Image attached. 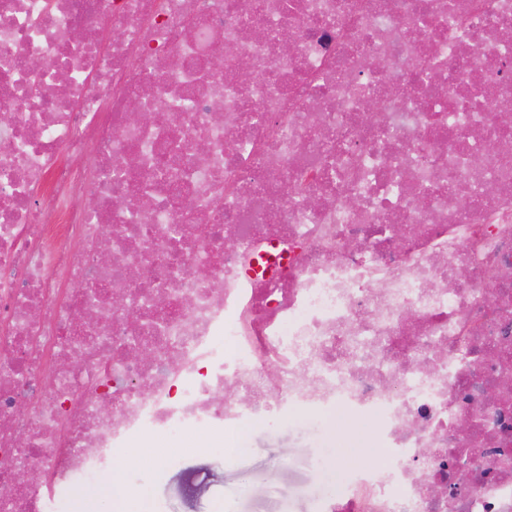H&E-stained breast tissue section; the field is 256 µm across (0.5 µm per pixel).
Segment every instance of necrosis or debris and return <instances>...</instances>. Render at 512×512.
I'll use <instances>...</instances> for the list:
<instances>
[{"label": "necrosis or debris", "mask_w": 512, "mask_h": 512, "mask_svg": "<svg viewBox=\"0 0 512 512\" xmlns=\"http://www.w3.org/2000/svg\"><path fill=\"white\" fill-rule=\"evenodd\" d=\"M238 3L0 0V512L298 407L320 512H512V0Z\"/></svg>", "instance_id": "4bbe7bcc"}]
</instances>
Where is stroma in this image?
Masks as SVG:
<instances>
[{
	"instance_id": "obj_1",
	"label": "stroma",
	"mask_w": 512,
	"mask_h": 512,
	"mask_svg": "<svg viewBox=\"0 0 512 512\" xmlns=\"http://www.w3.org/2000/svg\"><path fill=\"white\" fill-rule=\"evenodd\" d=\"M347 416L341 410L323 420L296 411L282 424L255 423L232 437L199 431L200 448L159 467L119 457L123 497L113 499L103 488L75 498L72 512H221L228 500L237 512H317L336 487L329 464L346 469L384 459L375 417L362 416L364 428L351 441Z\"/></svg>"
}]
</instances>
